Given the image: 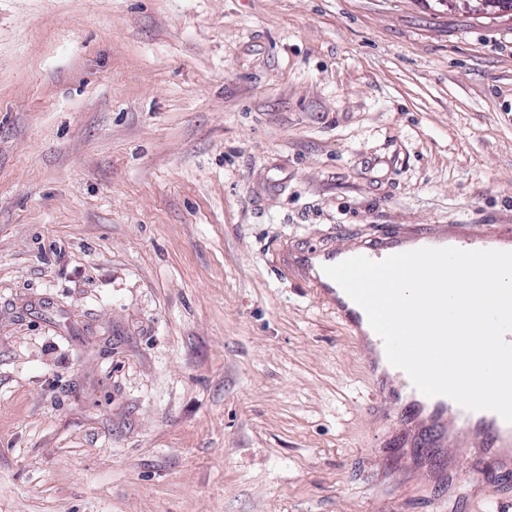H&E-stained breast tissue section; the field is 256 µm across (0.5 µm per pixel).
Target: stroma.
Segmentation results:
<instances>
[{
    "mask_svg": "<svg viewBox=\"0 0 512 512\" xmlns=\"http://www.w3.org/2000/svg\"><path fill=\"white\" fill-rule=\"evenodd\" d=\"M444 225L512 228V14L0 0V512H512L295 261Z\"/></svg>",
    "mask_w": 512,
    "mask_h": 512,
    "instance_id": "35a3bbf8",
    "label": "stroma"
}]
</instances>
